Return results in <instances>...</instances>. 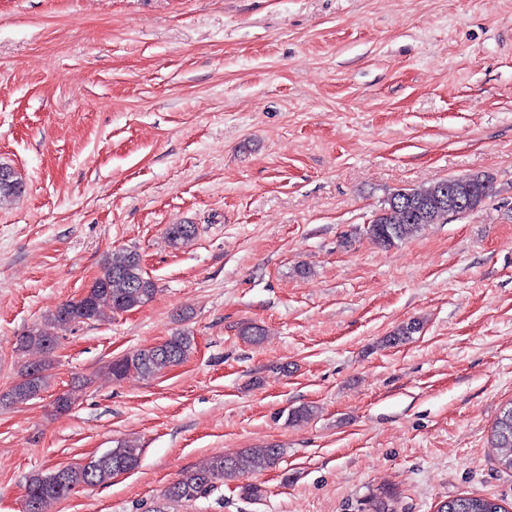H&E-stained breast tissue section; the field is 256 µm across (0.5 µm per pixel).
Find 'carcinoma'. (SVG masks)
I'll use <instances>...</instances> for the list:
<instances>
[{"label":"carcinoma","mask_w":512,"mask_h":512,"mask_svg":"<svg viewBox=\"0 0 512 512\" xmlns=\"http://www.w3.org/2000/svg\"><path fill=\"white\" fill-rule=\"evenodd\" d=\"M462 181L475 198L476 205L483 204L492 195L493 185L489 176L474 173L467 176L448 177L425 188H401L391 194L383 208L365 228L366 234L380 247L388 249L417 236L428 224L448 222V208L438 205L443 192ZM23 182L9 166L0 164V201L21 193ZM196 233L192 224H171L166 229L170 243L178 247L186 244ZM156 284L144 275L140 255L134 250L122 249L108 254L101 274L87 289L88 296L59 305L49 317L52 324L65 328L75 323L97 320L107 308L114 315L129 312L149 301ZM423 323L417 319L399 324L385 339V344L395 347L404 344L422 332ZM19 348L37 347L47 357L25 367L21 378L5 394L0 404L22 405L42 393L54 366L52 359L57 337L32 328L20 336ZM194 345V336L178 332L155 346L139 349L118 357L109 363L112 377L121 380L130 374L152 377L167 368L183 363ZM493 441L499 449L498 463L512 470V402L503 409L493 431ZM284 449L277 445L247 448L231 455L215 456L198 468L184 470L177 480L170 483L162 494V502L151 512H168L166 503L192 505L208 497L219 481H239L241 495L247 499L263 496L261 485L246 482L244 478L261 470L277 466ZM141 448L131 443H119L104 454L88 462L65 466L61 474L36 473L25 483L24 512H46V505L64 500L80 485H102L114 476L138 467ZM371 512H397L394 499L387 494L374 495L368 500ZM445 512H509L503 501L482 496L459 495L445 502Z\"/></svg>","instance_id":"cac0c4a2"}]
</instances>
